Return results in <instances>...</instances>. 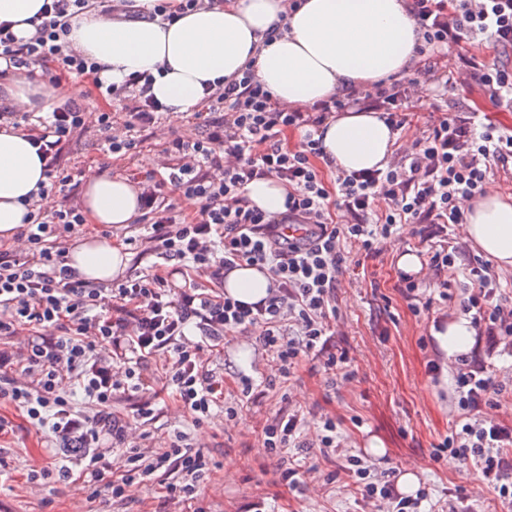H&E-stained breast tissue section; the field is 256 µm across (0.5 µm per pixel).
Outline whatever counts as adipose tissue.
Wrapping results in <instances>:
<instances>
[{
    "mask_svg": "<svg viewBox=\"0 0 512 512\" xmlns=\"http://www.w3.org/2000/svg\"><path fill=\"white\" fill-rule=\"evenodd\" d=\"M281 18L285 31L267 40ZM70 42L102 65L106 82L122 85L135 71L156 74L153 92L178 120L201 100L206 81L241 74L251 61L256 79L283 104L309 105L353 88L373 91L379 80L408 73L418 36L404 0H304L292 13L285 0H207L170 23L81 15ZM321 131L325 152L347 172L385 167L397 139L375 112L336 113ZM44 180L24 132L0 130V239L14 236L23 199L36 197ZM137 195L127 178L89 173L83 197L90 223H132L140 213ZM463 207L472 245L499 268L512 269V202L491 191ZM68 260L84 281L106 284L124 274L129 254L122 243L89 233ZM268 286L266 274L252 266L224 277L225 293L248 304L265 298ZM472 334L463 316L431 332L445 359L468 352Z\"/></svg>",
    "mask_w": 512,
    "mask_h": 512,
    "instance_id": "obj_1",
    "label": "adipose tissue"
}]
</instances>
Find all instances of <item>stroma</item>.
<instances>
[{
  "mask_svg": "<svg viewBox=\"0 0 512 512\" xmlns=\"http://www.w3.org/2000/svg\"><path fill=\"white\" fill-rule=\"evenodd\" d=\"M174 132L189 140L196 136L187 119H163L130 165L114 162L108 174L120 177L127 171L160 169L161 145ZM421 230L418 224L405 226L381 258L356 267L338 294L334 342L348 353L351 378L342 379L318 361L306 360L287 383L267 390L262 398L246 400L237 387L238 376H249L258 384L274 372L275 364L257 349L254 334L233 336L209 353L208 363L224 379L225 400L241 404L237 417L219 414L195 427L182 406L164 396L157 400L151 422L133 423L136 444L150 452L169 447L179 433H189L216 464L199 498L205 512H250L260 499L268 512H370L341 471L346 456L331 463L317 449L293 450L294 458L317 467L320 474L334 470L338 476L328 485L313 480L291 490L279 484L277 462L266 454L261 432L267 419L295 410L311 433L321 417L330 416L346 455L362 457L372 474L389 472L397 478L407 468L416 473L420 487L429 492L422 504L424 512L443 506L455 490L479 498L485 512H512L511 504L481 483L471 463L432 456L452 425L453 387L446 382V372L428 371L436 357L429 341L431 318L413 316L395 289L399 256L426 252L419 244ZM0 414L14 423L12 433L0 436L8 463L0 474V512H190L185 504L164 502L151 486L132 487L122 500L100 498L91 503L88 489L79 483L55 478L30 483V470L61 465L76 471L79 460L50 458L43 432L12 406L0 404ZM375 440L384 447L378 456L369 448Z\"/></svg>",
  "mask_w": 512,
  "mask_h": 512,
  "instance_id": "1",
  "label": "stroma"
}]
</instances>
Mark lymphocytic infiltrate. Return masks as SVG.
<instances>
[{
  "mask_svg": "<svg viewBox=\"0 0 512 512\" xmlns=\"http://www.w3.org/2000/svg\"><path fill=\"white\" fill-rule=\"evenodd\" d=\"M408 2L419 37L417 60L409 74L381 81L371 93L354 90L285 106L250 66L206 86L194 114L200 137L165 141L162 173H148L139 183L144 231L127 242L155 260L145 272L108 286L83 281L67 263L66 240L87 219L65 150L93 127L104 154L134 158L165 107L153 93L152 74L131 73L119 86L105 83L101 65L68 36L80 13L97 8L126 15L131 0H45L27 38L14 34L13 22L0 23V63L8 71H39L56 87L87 81L103 102L92 112L68 100L44 117L0 104V126L24 127L47 178L40 201L26 203L16 232L26 252L0 247V340L25 338L22 349L0 347V402L48 430L51 456L74 454L84 462L77 473L64 466L31 470L30 482L79 477L93 500L123 498L136 483L156 484L168 499L196 501L212 473L209 457L186 433L144 455L113 416V396L124 391L137 398L138 417L150 421L148 394L161 369L193 425L218 407L236 417V406L223 405L224 382L204 354L251 327L260 328L258 345L273 354L282 379L309 357L350 377L346 352L330 344L337 290L352 253L380 256L408 224L428 225L436 240L427 250L436 296H423L414 274L400 273L396 283L413 315L430 313L438 300L456 302L487 354L501 345L512 349V309L502 303L490 260L448 245L449 227L466 221L460 200L483 197L512 170V128L492 118L512 112V0ZM426 82L434 93L414 98L415 87ZM354 108L378 112L394 131L421 112L426 128L385 168L348 173L324 153L317 132L331 114ZM289 132L299 133L297 145H288ZM267 178L286 189V210L275 217L243 192ZM176 194L197 200L193 214L178 209ZM51 195L59 202L49 210L42 199ZM243 265L272 280L268 296L250 305L222 288L225 275ZM453 379L458 428L437 451L471 462L484 484L512 503V424L486 415L500 405L506 384L466 353L458 355ZM75 388L93 414L76 408ZM302 432L296 413L276 415L262 429L268 455L281 460L278 480L292 489L301 466L287 453L303 447ZM117 451L124 458L119 470L111 461ZM345 471L364 499L391 505L392 512H418L427 498L423 492L401 495L394 482L372 478L355 455L347 456Z\"/></svg>",
  "mask_w": 512,
  "mask_h": 512,
  "instance_id": "1",
  "label": "lymphocytic infiltrate"
}]
</instances>
